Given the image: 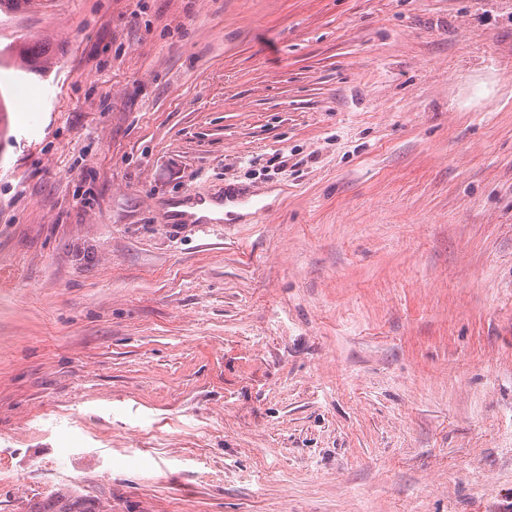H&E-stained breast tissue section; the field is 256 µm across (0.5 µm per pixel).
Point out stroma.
Masks as SVG:
<instances>
[{
    "label": "stroma",
    "instance_id": "35a3bbf8",
    "mask_svg": "<svg viewBox=\"0 0 512 512\" xmlns=\"http://www.w3.org/2000/svg\"><path fill=\"white\" fill-rule=\"evenodd\" d=\"M0 512H512V0L0 13ZM258 187L268 209L167 223ZM89 504L87 500L81 497H76L73 501L61 505L59 500H50L45 504L31 508L29 512H96Z\"/></svg>",
    "mask_w": 512,
    "mask_h": 512
}]
</instances>
